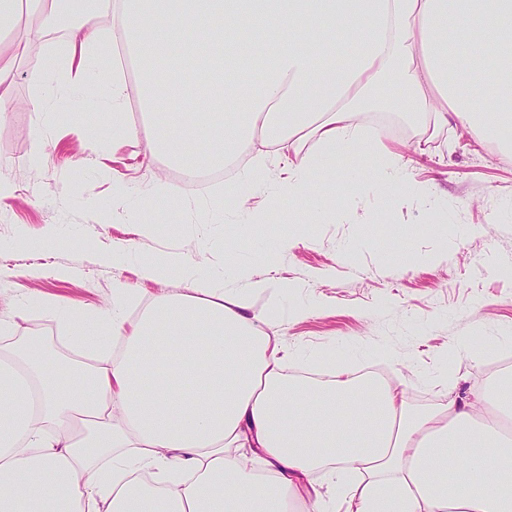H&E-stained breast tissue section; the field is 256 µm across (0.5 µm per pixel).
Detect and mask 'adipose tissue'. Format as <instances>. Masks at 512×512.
Instances as JSON below:
<instances>
[{
    "label": "adipose tissue",
    "instance_id": "adipose-tissue-1",
    "mask_svg": "<svg viewBox=\"0 0 512 512\" xmlns=\"http://www.w3.org/2000/svg\"><path fill=\"white\" fill-rule=\"evenodd\" d=\"M108 10L112 94L98 105L112 114V136L88 133L92 152L142 137L150 154L192 171L257 143L287 162L275 199L321 220L316 177L339 157L376 156L373 171L346 173L353 188L387 200L416 191L401 156L359 133L368 94L399 67L420 133L454 124L512 154V0H0L1 33L24 16L39 22L29 43L70 32L59 70L29 76L38 124L50 122L57 80L93 96ZM332 31L345 43L340 67L317 61L335 54ZM486 45L503 48L487 71L497 88L488 110L459 66ZM199 47L200 69L223 75L232 111L162 112L195 89L157 63ZM233 57L254 59L251 82L239 81ZM130 62L153 115L144 132L122 118ZM310 138L316 151L301 154ZM264 162L225 184V211L249 213ZM249 215L257 231L264 217ZM141 274L183 288L155 297L133 325L137 294L122 284L96 314L61 312L69 339L104 359L88 376L45 373L31 337L0 351V512H291L296 502L305 512H512L511 371L416 415L402 389L359 380L343 363L328 384L287 379L288 352L252 305L268 282L227 289L207 261L171 253L143 257Z\"/></svg>",
    "mask_w": 512,
    "mask_h": 512
}]
</instances>
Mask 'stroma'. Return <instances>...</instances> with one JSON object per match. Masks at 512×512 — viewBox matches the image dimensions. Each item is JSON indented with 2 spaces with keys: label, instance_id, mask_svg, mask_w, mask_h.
I'll return each mask as SVG.
<instances>
[{
  "label": "stroma",
  "instance_id": "stroma-1",
  "mask_svg": "<svg viewBox=\"0 0 512 512\" xmlns=\"http://www.w3.org/2000/svg\"><path fill=\"white\" fill-rule=\"evenodd\" d=\"M25 35L22 27L0 35V59L15 71L8 109L0 112V175L15 188L14 197L0 200V320L18 323L19 335L46 336L49 372H56L57 358L80 354L58 343L65 328L57 309L109 305L119 284L140 289L142 304L179 290L176 280H143L138 259L119 266L103 261L113 244L133 238L146 254L209 257L228 288L248 279L290 280L291 290L256 294L253 303L256 311L275 312L267 331L296 352L287 367L295 375L325 357L355 369L376 366L401 384L410 406L433 409L448 399L439 378L459 341L512 353V275L506 273L512 268V157L459 128L416 151L405 115L393 107L408 97L398 72L380 82L375 95L384 105L367 112L363 125L381 130L383 141L409 160L423 196L387 205L370 191L329 183L321 202L336 217L313 223L289 203L269 206L261 187L251 204L263 209L267 229L253 239L238 225L215 223L198 205L201 197L223 195L225 182L240 177L241 169L198 186L183 182L180 169L164 158L145 159L141 139L92 154L82 146L84 132L111 126L112 117L65 92L54 97L51 125L36 133L27 108L35 95L28 74L48 65L68 36L52 34L46 46L24 51ZM37 143L44 162L35 167L29 157ZM116 175L128 188L126 207L89 209L87 195L110 200ZM160 182L171 189L162 214L149 199ZM434 200L446 205L447 223L431 210ZM149 223L154 231L138 236V225ZM48 229L52 244L32 249L31 240ZM282 236L293 247L273 248ZM231 243L240 260L236 269L224 264ZM297 308L305 315L295 321L289 314Z\"/></svg>",
  "mask_w": 512,
  "mask_h": 512
}]
</instances>
